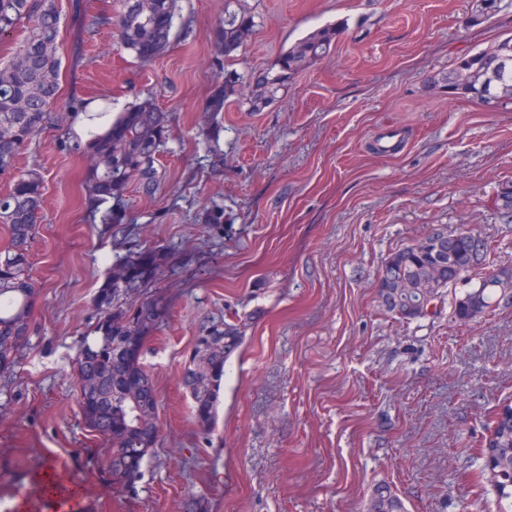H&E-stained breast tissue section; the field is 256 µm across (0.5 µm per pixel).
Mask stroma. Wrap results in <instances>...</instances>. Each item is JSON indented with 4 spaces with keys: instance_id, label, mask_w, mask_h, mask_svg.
<instances>
[{
    "instance_id": "obj_1",
    "label": "stroma",
    "mask_w": 512,
    "mask_h": 512,
    "mask_svg": "<svg viewBox=\"0 0 512 512\" xmlns=\"http://www.w3.org/2000/svg\"><path fill=\"white\" fill-rule=\"evenodd\" d=\"M56 5L61 94L91 127L48 125L19 155L44 177L29 244L38 292L30 336L0 370V490L60 455L90 512H367L380 486L406 512H483L496 495L475 483L474 458L488 412L512 401V302L456 321L461 283L406 320L382 310L376 281L392 251L460 226L489 242L488 263L512 265V214L496 204L512 189V104L430 82L512 36V7L470 28V0H178L172 46L143 62L113 44L119 0ZM229 11L255 31L220 67L212 31ZM335 23V48L250 111L251 74ZM224 70L241 80L214 169L202 129ZM147 98L169 114L158 186L130 189L136 223L104 236L83 208L85 162L60 143ZM390 124L401 145L386 155L376 142ZM214 201L220 230L205 222ZM130 248L163 256L149 284L163 315L140 356L159 437L132 494L112 484L73 375L93 297ZM234 314L249 317L246 340L205 435L181 376L200 327Z\"/></svg>"
}]
</instances>
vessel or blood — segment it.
Instances as JSON below:
<instances>
[{"mask_svg":"<svg viewBox=\"0 0 512 512\" xmlns=\"http://www.w3.org/2000/svg\"><path fill=\"white\" fill-rule=\"evenodd\" d=\"M89 503L65 457H53L35 476L15 479L0 496V512H87Z\"/></svg>","mask_w":512,"mask_h":512,"instance_id":"vessel-or-blood-1","label":"vessel or blood"}]
</instances>
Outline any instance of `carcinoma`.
I'll list each match as a JSON object with an SVG mask.
<instances>
[{"label": "carcinoma", "mask_w": 512, "mask_h": 512, "mask_svg": "<svg viewBox=\"0 0 512 512\" xmlns=\"http://www.w3.org/2000/svg\"><path fill=\"white\" fill-rule=\"evenodd\" d=\"M178 0H120L113 27V43L141 61L163 55L174 38ZM502 0H472L467 22L478 26L501 9ZM253 17L228 13L213 33L219 55L231 58L253 35ZM26 30L21 48L0 64V176L14 184L0 196V224L7 226L10 245L0 251V367L14 362L16 350L30 335L35 295L29 277L28 244L35 232L42 200V176L35 169L16 173L20 151L41 133L52 118L65 121L78 109L73 101L66 112H54L59 98L62 57L55 0H0V37ZM341 27L329 24L297 40L282 52L272 70L259 75L248 97L250 110L260 112L288 80L327 55ZM506 37L487 48L461 56L438 82L456 94L478 98L483 87L495 90L494 105L512 104V62L505 63ZM238 79L222 82L210 98L206 135L224 127V100L236 92ZM169 114L152 100L141 101L120 113L109 127L76 144L63 143L86 160L84 208L88 218L101 217L112 227L133 223L126 193L135 184L151 194L158 184L155 163L169 136ZM445 253L435 278L434 293L479 277V285L455 298L453 315L467 323L487 312L495 295L512 298V266L485 263L489 245L459 228L437 232ZM155 258L150 251H132L117 259L98 288L94 304L99 319L92 333L78 343L74 377L86 427L110 445L113 482L132 487L142 476L145 458L158 438V394L140 365L149 336L158 328L160 301L148 294ZM434 260L412 244L393 252L382 268L395 267L416 284L426 279ZM377 293L385 311L405 319L421 316L419 288H392L378 274ZM247 317L237 315L202 326L194 338L192 357L182 373V385L192 400L196 424L203 434L215 428L225 366L243 346ZM489 435L481 450V475L497 495L498 512L512 505V401L503 402L489 416ZM367 512H404L401 500L378 489Z\"/></svg>", "instance_id": "1"}]
</instances>
